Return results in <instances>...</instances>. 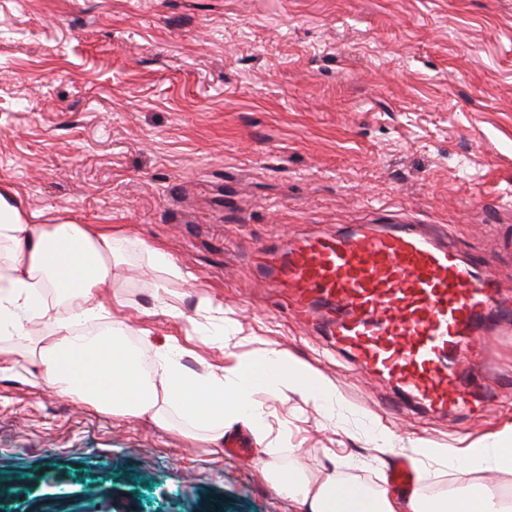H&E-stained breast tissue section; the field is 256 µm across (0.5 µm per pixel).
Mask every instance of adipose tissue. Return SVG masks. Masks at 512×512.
I'll use <instances>...</instances> for the list:
<instances>
[{"label": "adipose tissue", "mask_w": 512, "mask_h": 512, "mask_svg": "<svg viewBox=\"0 0 512 512\" xmlns=\"http://www.w3.org/2000/svg\"><path fill=\"white\" fill-rule=\"evenodd\" d=\"M0 244L9 250L8 263L0 271V335L29 342L22 354L0 345V374H18L37 364L43 385L97 411L162 424L166 418L160 407L165 404L218 436L225 424L234 422L248 426L256 436L265 435L264 413L251 398L258 381L305 391L324 408L336 406L330 383L273 349L227 381L187 372L173 348L157 350L152 368H145L143 351L128 345L124 337L110 330L81 331V324L102 318V298L112 286L118 238L98 225L31 226L10 193L0 188ZM54 304L65 308V316H51ZM447 456L449 466L464 476L511 471L512 438L494 437ZM268 474L280 492L307 504L309 512H501L487 487L474 497L398 500L330 478L309 479L297 466L284 470L273 465Z\"/></svg>", "instance_id": "obj_1"}]
</instances>
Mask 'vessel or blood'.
<instances>
[{
  "instance_id": "vessel-or-blood-1",
  "label": "vessel or blood",
  "mask_w": 512,
  "mask_h": 512,
  "mask_svg": "<svg viewBox=\"0 0 512 512\" xmlns=\"http://www.w3.org/2000/svg\"><path fill=\"white\" fill-rule=\"evenodd\" d=\"M288 312L419 405H470L489 389L465 353L512 317L496 276L418 225L348 224L259 250Z\"/></svg>"
}]
</instances>
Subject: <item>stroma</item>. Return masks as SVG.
<instances>
[{
    "label": "stroma",
    "mask_w": 512,
    "mask_h": 512,
    "mask_svg": "<svg viewBox=\"0 0 512 512\" xmlns=\"http://www.w3.org/2000/svg\"><path fill=\"white\" fill-rule=\"evenodd\" d=\"M0 186L31 223L126 236L105 324L145 358L175 346L187 371L220 373L273 348L336 388L330 411L256 387L259 443L1 375L0 512H305L265 464L390 493L414 444L512 429V323L472 343L494 400L432 412L297 323L254 272L260 246L409 220L512 295V0H0ZM155 249L178 275L152 267ZM205 301L233 322L225 350L192 335ZM421 469L424 498L458 481L444 459Z\"/></svg>",
    "instance_id": "stroma-1"
}]
</instances>
